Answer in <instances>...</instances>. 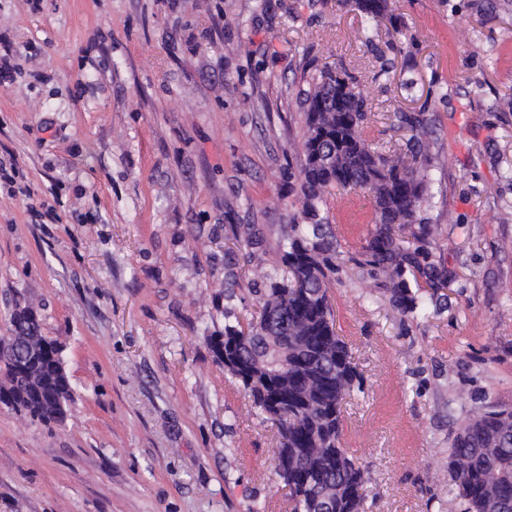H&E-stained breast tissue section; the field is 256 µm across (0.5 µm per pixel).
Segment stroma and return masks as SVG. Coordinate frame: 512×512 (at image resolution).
I'll return each instance as SVG.
<instances>
[{"mask_svg":"<svg viewBox=\"0 0 512 512\" xmlns=\"http://www.w3.org/2000/svg\"><path fill=\"white\" fill-rule=\"evenodd\" d=\"M503 0H390L372 38L343 0H0L19 52L0 84V156L40 193L0 192V336L34 309L61 343L64 423L0 405V512H291L277 435L210 339L258 306L280 227L301 207L315 70L368 95L364 135L404 145L395 110L434 132L448 298L411 319L346 266L336 331L365 378L342 406L367 467L365 512H463L448 433L512 407V10ZM44 80H35V73ZM61 186L60 200L46 188ZM52 203V224L30 208ZM360 190L329 200L342 251L373 227ZM253 224L260 247L234 244Z\"/></svg>","mask_w":512,"mask_h":512,"instance_id":"35a3bbf8","label":"stroma"}]
</instances>
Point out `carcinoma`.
Wrapping results in <instances>:
<instances>
[{
	"label": "carcinoma",
	"mask_w": 512,
	"mask_h": 512,
	"mask_svg": "<svg viewBox=\"0 0 512 512\" xmlns=\"http://www.w3.org/2000/svg\"><path fill=\"white\" fill-rule=\"evenodd\" d=\"M370 22L389 12V0H354ZM305 158L301 169V220L284 226L277 258L264 276L262 311L240 318L226 313L224 343L236 359L216 355L250 394L254 409L276 425L278 474L292 512H362L365 471L342 448V402L363 390L347 342L336 334L328 286L345 262L384 287L403 317L425 313L448 288L447 272L429 250L438 233L428 211L435 194L433 161L424 147L428 120L396 113L409 132L406 152H380L361 130L367 96L345 71L320 70L302 101ZM364 189L375 203L374 228L346 256L329 224L334 189ZM14 313L12 325L33 328L43 357L27 367L29 385L67 401L70 382L54 374L49 356L57 342L41 334L37 313ZM0 403L44 423L59 422L49 404H31L11 373L0 383ZM449 463L456 496L466 512H512V408L487 405L451 433Z\"/></svg>",
	"instance_id": "cac0c4a2"
}]
</instances>
